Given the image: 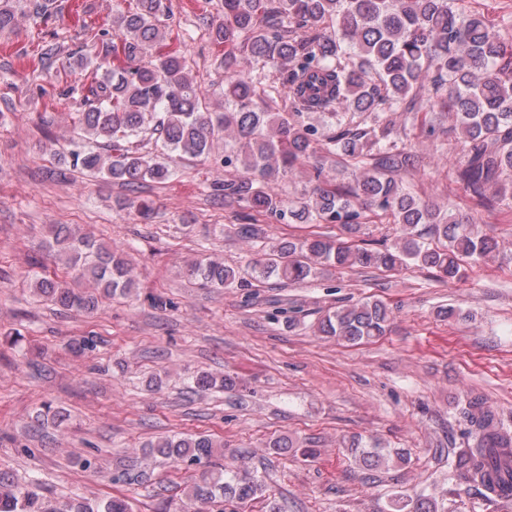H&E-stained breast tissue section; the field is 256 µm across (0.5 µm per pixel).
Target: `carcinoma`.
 Segmentation results:
<instances>
[{
	"label": "carcinoma",
	"instance_id": "1",
	"mask_svg": "<svg viewBox=\"0 0 512 512\" xmlns=\"http://www.w3.org/2000/svg\"><path fill=\"white\" fill-rule=\"evenodd\" d=\"M55 3L0 0V32L17 29L23 16L45 20ZM162 12L163 0H129L112 15L111 28L84 25L85 41L99 47L95 58L57 42L38 45L37 55L44 69L59 61L85 73L88 107L75 113L83 138L70 154L72 166L131 193L124 205L143 221L152 208L137 193L173 177V155L224 168L209 197L248 209L235 235L247 243L261 239L263 249L246 278L207 254L187 266L189 277L213 288L272 278L291 285L332 269L396 270L412 263L450 283L461 278L463 264L496 253L497 242L470 217L410 192L403 175L413 163L397 141L415 131L439 138L445 130L434 116L447 113L460 146L457 179L485 207L503 200L506 188L494 196L487 191L512 184V28L496 34L483 15L459 12L456 0H222L209 27L214 66L224 73V109L217 111L200 98L182 51L168 43ZM394 112L403 116L398 126L388 119ZM338 160L351 166L347 183L333 176ZM307 164L310 190L283 198V181ZM266 214L288 224H338L351 235L385 216L397 232L379 248L322 235L285 240L259 224ZM48 248L64 258V276L36 275L32 285L63 309L92 312L99 298L126 295L135 284L123 254L95 246L69 224L50 225ZM389 319L385 303L363 301L325 315L316 329L357 343L383 335ZM191 383L196 394L236 387L233 377L211 372L196 373ZM459 413L471 442L448 461V481L461 480L492 503L511 496L512 430L479 395L468 397ZM36 419L51 421L65 436L64 409L45 405ZM221 447L204 435L149 444L177 468L201 469L190 494L196 512L266 492L248 458L216 464ZM267 448L317 454L285 435ZM347 448L366 471L409 461L406 450L361 436ZM388 510L445 512L442 501L423 492L392 496ZM0 512H128V506L121 497L96 504L75 497L57 507L39 481L21 486L0 468Z\"/></svg>",
	"mask_w": 512,
	"mask_h": 512
}]
</instances>
